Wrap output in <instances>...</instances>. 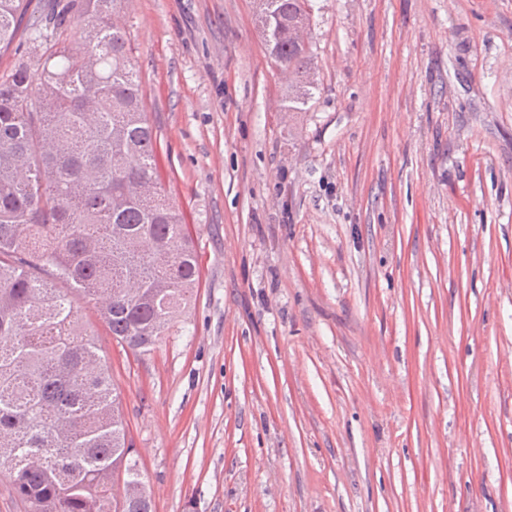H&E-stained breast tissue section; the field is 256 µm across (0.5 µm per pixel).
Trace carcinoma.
<instances>
[{
	"instance_id": "obj_1",
	"label": "carcinoma",
	"mask_w": 512,
	"mask_h": 512,
	"mask_svg": "<svg viewBox=\"0 0 512 512\" xmlns=\"http://www.w3.org/2000/svg\"><path fill=\"white\" fill-rule=\"evenodd\" d=\"M0 0V470L20 512H152L128 424L79 311L145 355L199 288L189 225L166 196L126 0ZM73 23L82 40L73 45ZM257 23L280 69L311 74L310 0H262ZM314 83L292 84L288 110ZM123 477V502L115 478Z\"/></svg>"
}]
</instances>
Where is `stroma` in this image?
<instances>
[{"label": "stroma", "instance_id": "35a3bbf8", "mask_svg": "<svg viewBox=\"0 0 512 512\" xmlns=\"http://www.w3.org/2000/svg\"><path fill=\"white\" fill-rule=\"evenodd\" d=\"M128 0L200 288L111 366L153 512H512V0ZM310 0H264L257 23L269 51L271 59L283 71L292 70L300 76L310 75L312 70V53L307 45L299 43L306 40L302 26L309 30ZM288 35L297 42H293ZM288 79L292 82L294 75L289 71Z\"/></svg>", "mask_w": 512, "mask_h": 512}]
</instances>
